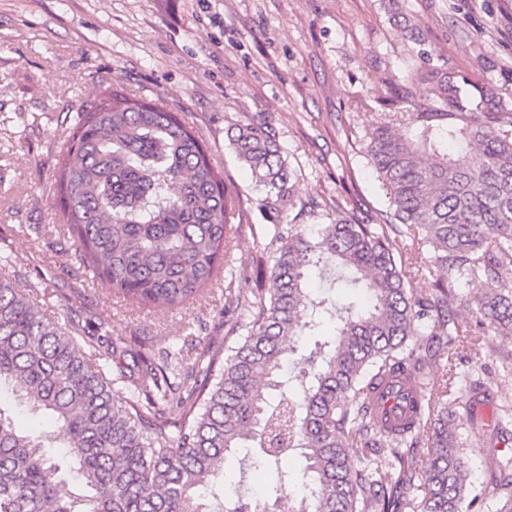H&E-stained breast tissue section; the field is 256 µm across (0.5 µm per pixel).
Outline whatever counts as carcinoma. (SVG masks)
Masks as SVG:
<instances>
[{"label": "carcinoma", "mask_w": 512, "mask_h": 512, "mask_svg": "<svg viewBox=\"0 0 512 512\" xmlns=\"http://www.w3.org/2000/svg\"><path fill=\"white\" fill-rule=\"evenodd\" d=\"M417 84L428 89L422 101ZM385 105L391 119L363 142L388 209L368 218L338 203L315 231L285 221L297 205L294 171L272 129L235 127V158L274 218L256 258L273 288L229 328L225 358L197 336L176 352L125 341L103 349L47 317L40 289L0 272V389L50 426L21 431L0 405V512H282L292 493L280 471L264 488L272 507L260 511L212 490L225 459L246 446L257 470L300 451L297 512H487L490 503L512 512V448L492 454L498 476L470 495L466 438L448 422L447 400L458 350L477 358L468 381L484 390L499 375L478 361L482 350L492 335L512 337V108L489 86L419 63ZM56 186L82 261L134 307L177 309L229 262L235 197L205 144L156 101L116 86L83 105ZM330 264L363 301L312 297L309 270L323 275ZM429 266L433 292L415 297L409 288ZM459 284L476 290L468 317L453 307ZM326 321L335 327L304 358L310 370L285 373L301 329ZM442 351L448 368L429 381L428 361ZM115 377L132 386L123 402L112 396ZM396 385L419 395L409 422L382 411ZM425 425L434 428L426 481L412 494L409 450Z\"/></svg>", "instance_id": "1"}]
</instances>
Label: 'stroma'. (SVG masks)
Instances as JSON below:
<instances>
[{"label": "stroma", "mask_w": 512, "mask_h": 512, "mask_svg": "<svg viewBox=\"0 0 512 512\" xmlns=\"http://www.w3.org/2000/svg\"><path fill=\"white\" fill-rule=\"evenodd\" d=\"M422 47L435 65L512 102V0H0V271L51 290L48 313L79 317L89 336L160 348L190 334L222 342L232 317L225 284L249 299L269 285L252 264L270 241L263 193L235 159L228 128L274 129L297 201L320 208L298 223H322L339 202L375 215L389 199L361 139L388 121L382 101ZM117 84L178 113L242 206L219 284L175 310H142L102 287L59 229L65 130L83 103ZM510 400L506 377L479 407L487 430L463 449L471 492L494 474L490 428L496 406ZM263 486L238 458L217 479L232 498Z\"/></svg>", "instance_id": "stroma-1"}]
</instances>
